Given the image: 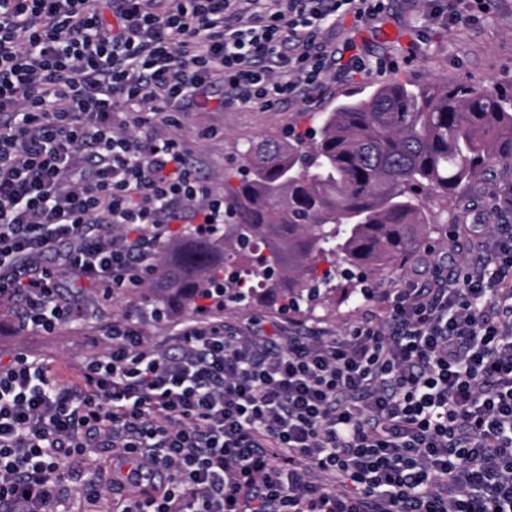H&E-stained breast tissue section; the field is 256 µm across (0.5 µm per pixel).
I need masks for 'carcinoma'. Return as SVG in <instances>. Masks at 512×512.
Here are the masks:
<instances>
[{
	"label": "carcinoma",
	"mask_w": 512,
	"mask_h": 512,
	"mask_svg": "<svg viewBox=\"0 0 512 512\" xmlns=\"http://www.w3.org/2000/svg\"><path fill=\"white\" fill-rule=\"evenodd\" d=\"M512 164V96L471 84L381 83L320 114L309 135L252 143L245 174L224 191L233 222L187 234L163 301L252 306L270 295L304 317L319 298L395 266L418 247L457 194ZM328 268L319 271L321 263Z\"/></svg>",
	"instance_id": "1"
}]
</instances>
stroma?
Here are the masks:
<instances>
[{
	"label": "stroma",
	"mask_w": 512,
	"mask_h": 512,
	"mask_svg": "<svg viewBox=\"0 0 512 512\" xmlns=\"http://www.w3.org/2000/svg\"><path fill=\"white\" fill-rule=\"evenodd\" d=\"M424 11L423 0H391L389 10L374 24L357 26L352 18H345L335 30L337 38L352 34L366 39L377 50L395 58L397 65L380 73L337 77L326 86L310 110L323 111L336 106L346 96L393 80L417 84L434 80L467 82L512 92V0H494L489 13L474 22L426 21L422 18ZM307 111L291 103L280 105L274 111L239 106L221 110L195 107L180 125L167 128L166 133L183 143L197 161L202 175L210 181L214 194L220 196L225 185L238 182L239 151L245 142L294 129L303 130L310 124ZM511 220L503 210L487 204L443 217L422 247L410 252L400 265L369 280L370 296H353L332 314L319 308L299 319L264 307L238 306L212 310L208 317L223 322L228 328L260 318L278 323L286 336L314 333L340 336L347 333L366 310L377 308L383 293L422 270L421 259L426 250H433L435 257L448 264L470 262L477 257L470 246L474 233ZM61 291L83 313L96 307L112 318L155 298L145 284L107 297L79 287L70 277L63 278ZM90 325V320L82 314L47 335L21 328L0 310V355L8 357L23 352L42 359L50 364L60 382L66 383L71 379L72 366L91 349Z\"/></svg>",
	"instance_id": "1"
}]
</instances>
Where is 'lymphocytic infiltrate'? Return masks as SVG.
<instances>
[{"label":"lymphocytic infiltrate","instance_id":"f902f5d3","mask_svg":"<svg viewBox=\"0 0 512 512\" xmlns=\"http://www.w3.org/2000/svg\"><path fill=\"white\" fill-rule=\"evenodd\" d=\"M386 0H0V302L21 327L74 320L61 275L121 291L160 229L224 221L160 126L225 99L308 104L337 71H383L353 39ZM62 250V268L38 265ZM385 292L343 336H243L199 320L151 345L155 308L103 327L59 384L0 361V512H60L135 464L121 512H512V229L478 264Z\"/></svg>","mask_w":512,"mask_h":512}]
</instances>
